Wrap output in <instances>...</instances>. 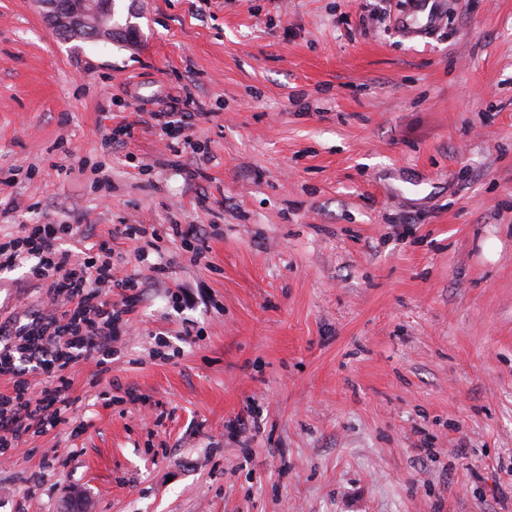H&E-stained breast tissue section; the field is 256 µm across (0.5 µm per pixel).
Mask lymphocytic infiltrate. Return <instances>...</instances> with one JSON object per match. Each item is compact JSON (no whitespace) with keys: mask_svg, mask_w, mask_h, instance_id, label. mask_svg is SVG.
Here are the masks:
<instances>
[{"mask_svg":"<svg viewBox=\"0 0 512 512\" xmlns=\"http://www.w3.org/2000/svg\"><path fill=\"white\" fill-rule=\"evenodd\" d=\"M69 224H21L8 242H0V271L29 264L32 275L47 280L53 310L0 339V375L14 377L11 393H0V457L20 447L32 426H55L71 409L68 391L74 368L95 361L106 372L112 336L122 313L133 309L136 283L118 276L112 249L74 261L61 240L72 236ZM125 291L122 309L110 294ZM44 376L40 392L30 389L31 374Z\"/></svg>","mask_w":512,"mask_h":512,"instance_id":"obj_1","label":"lymphocytic infiltrate"}]
</instances>
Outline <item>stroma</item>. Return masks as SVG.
<instances>
[{
    "label": "stroma",
    "mask_w": 512,
    "mask_h": 512,
    "mask_svg": "<svg viewBox=\"0 0 512 512\" xmlns=\"http://www.w3.org/2000/svg\"><path fill=\"white\" fill-rule=\"evenodd\" d=\"M122 3L132 44L0 0V240L72 225L140 294L0 512H512V0ZM47 288L0 275V326Z\"/></svg>",
    "instance_id": "obj_1"
}]
</instances>
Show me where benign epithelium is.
<instances>
[{"instance_id":"obj_1","label":"benign epithelium","mask_w":512,"mask_h":512,"mask_svg":"<svg viewBox=\"0 0 512 512\" xmlns=\"http://www.w3.org/2000/svg\"><path fill=\"white\" fill-rule=\"evenodd\" d=\"M37 4L49 26L71 38L85 35L112 42L121 33L129 42L136 39L132 29L121 32L109 26L111 0H37Z\"/></svg>"}]
</instances>
